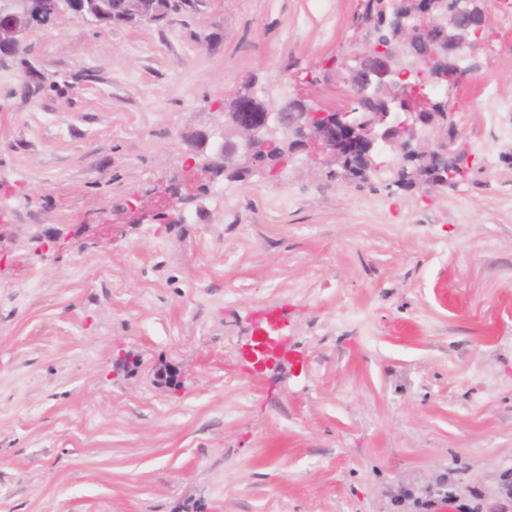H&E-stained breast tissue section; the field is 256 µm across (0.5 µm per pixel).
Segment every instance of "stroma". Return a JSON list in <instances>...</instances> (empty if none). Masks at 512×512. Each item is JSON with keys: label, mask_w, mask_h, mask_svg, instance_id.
<instances>
[{"label": "stroma", "mask_w": 512, "mask_h": 512, "mask_svg": "<svg viewBox=\"0 0 512 512\" xmlns=\"http://www.w3.org/2000/svg\"><path fill=\"white\" fill-rule=\"evenodd\" d=\"M358 10L65 17L25 39L29 85L0 66V512H458L512 481V33L458 88V185L190 160L246 82L338 107L311 75ZM268 317L288 358L258 372Z\"/></svg>", "instance_id": "stroma-1"}]
</instances>
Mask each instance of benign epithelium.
<instances>
[{
	"instance_id": "obj_1",
	"label": "benign epithelium",
	"mask_w": 512,
	"mask_h": 512,
	"mask_svg": "<svg viewBox=\"0 0 512 512\" xmlns=\"http://www.w3.org/2000/svg\"><path fill=\"white\" fill-rule=\"evenodd\" d=\"M10 16H27L38 10L40 0H9ZM369 0H362L356 30L359 43L336 69V80L343 83L349 101L368 98L379 113L353 111L325 112L296 97L273 99L269 88L250 83L232 102L224 105V130L218 134L200 130L196 139L207 145L214 142L223 166L250 167L252 173H266L265 156L269 136L281 135L291 142L290 157L301 154L336 170L353 151L352 143L368 156L369 170L379 177L403 166L409 157L421 155L433 162L441 180L456 185L465 181L471 170L470 152L464 136L450 112L438 121L434 105L455 98V91L468 69L459 64L462 52L473 51V18L485 15L489 0H450L442 15L448 37L428 45L423 54L407 52L406 45L421 38L424 30L404 21L407 16L428 19L431 6L425 0H383L399 23L398 38L385 47L370 41L374 17ZM26 35L20 25H0V44L18 49ZM430 73L434 98L419 102L418 91L428 83L419 80ZM278 323L266 320L257 326L251 355L260 367L288 355L286 339L279 336Z\"/></svg>"
}]
</instances>
